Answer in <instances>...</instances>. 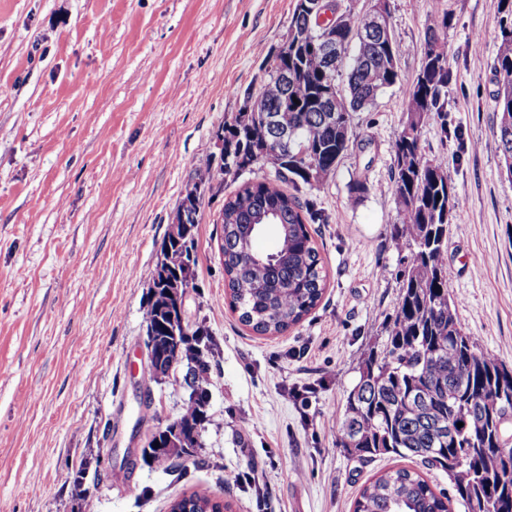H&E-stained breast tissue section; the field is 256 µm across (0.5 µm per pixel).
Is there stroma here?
I'll return each instance as SVG.
<instances>
[{"instance_id": "obj_1", "label": "stroma", "mask_w": 512, "mask_h": 512, "mask_svg": "<svg viewBox=\"0 0 512 512\" xmlns=\"http://www.w3.org/2000/svg\"><path fill=\"white\" fill-rule=\"evenodd\" d=\"M500 0H391L407 51L397 83L353 115L351 145L302 198L326 273L317 306L278 336L228 305L219 214L203 202L189 328L211 339L206 418L184 476L149 463L180 417L186 368H150L146 311L163 237L195 168L258 95L296 0H0V512H169L206 491L231 512H353L376 473L322 422L341 417L400 294L390 145L428 24L446 12L451 80L422 129L461 200L448 226L450 293L479 352L512 370V180L494 132ZM365 177L367 190L350 185ZM488 260L475 270V258ZM250 428H242L243 420ZM85 468L76 498L70 471ZM258 482L224 483L225 470Z\"/></svg>"}]
</instances>
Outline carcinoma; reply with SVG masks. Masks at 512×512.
Returning <instances> with one entry per match:
<instances>
[{
	"instance_id": "carcinoma-1",
	"label": "carcinoma",
	"mask_w": 512,
	"mask_h": 512,
	"mask_svg": "<svg viewBox=\"0 0 512 512\" xmlns=\"http://www.w3.org/2000/svg\"><path fill=\"white\" fill-rule=\"evenodd\" d=\"M448 12L428 26L424 57L441 63L421 64L405 100L402 128L391 145L394 156L392 191L398 219L391 239L406 252L398 271L402 287L398 306L380 352L364 362L357 398L347 395L340 418V446L370 461L384 455L415 458L448 474L453 492L436 490L419 472L388 471L366 485L353 512H512V394L500 392L499 375L507 368L477 352L476 344L457 315L449 292L444 262L448 224L460 199L448 181L445 161L429 158L421 147L422 127L440 114L441 88L448 85V44L440 32L448 28ZM501 43L494 66L495 110H512V0H501ZM340 28L357 51L351 59L348 94L336 98L348 111H322L326 93L335 83L331 71L312 46L329 25L318 12L298 4L288 36L292 45L280 65L288 82L270 75L261 86L259 111L237 113L224 122V171L240 173L257 164L274 170V178L249 183L224 199L221 210L224 275L229 305L239 319L262 335H278L299 323L321 299L325 288L319 253L308 224L316 213L288 192L320 187L335 171L357 138L351 113L373 104L378 94L394 85L404 48L394 35L376 32L367 11L344 7ZM288 111H280L283 98ZM496 138L508 174H512V122L499 121ZM208 199L224 195V179L211 166L194 170L175 218L183 224L178 238L164 237L161 254L168 263L156 267L146 319L151 353L162 348L174 363L189 366L191 393L179 419L186 447H199L201 411L208 391L204 359L195 330L188 338L182 327V295L195 285L197 257L195 228L200 207L191 199L198 188ZM276 235L269 252L256 247L267 230ZM482 417V426L473 425ZM463 426H457V423ZM152 462L167 469L179 467L181 453L164 448L163 432L148 442ZM229 505L192 492L176 499L170 512H226Z\"/></svg>"
}]
</instances>
